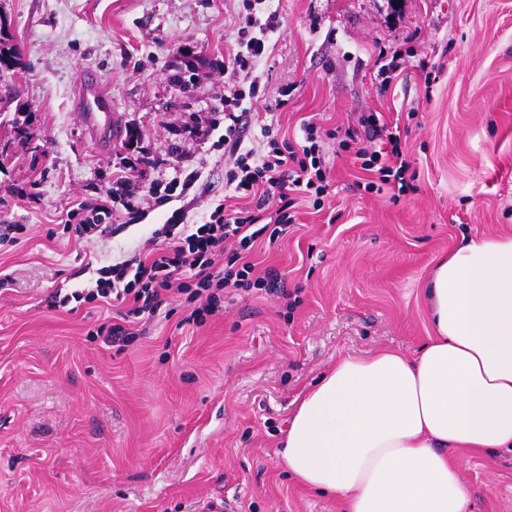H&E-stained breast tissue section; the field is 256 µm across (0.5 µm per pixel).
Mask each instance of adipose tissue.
<instances>
[{
    "label": "adipose tissue",
    "mask_w": 512,
    "mask_h": 512,
    "mask_svg": "<svg viewBox=\"0 0 512 512\" xmlns=\"http://www.w3.org/2000/svg\"><path fill=\"white\" fill-rule=\"evenodd\" d=\"M427 297L436 334L416 358H342L293 412L289 472L348 512H467L450 451L512 447V235L449 252Z\"/></svg>",
    "instance_id": "1"
}]
</instances>
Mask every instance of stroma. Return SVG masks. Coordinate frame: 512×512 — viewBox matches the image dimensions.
Wrapping results in <instances>:
<instances>
[{"label": "stroma", "mask_w": 512, "mask_h": 512, "mask_svg": "<svg viewBox=\"0 0 512 512\" xmlns=\"http://www.w3.org/2000/svg\"><path fill=\"white\" fill-rule=\"evenodd\" d=\"M241 8L0 0L20 58L0 83V225L23 227L0 246V512H196L224 498L233 512H346L278 455L298 401L341 358L415 357L434 334L435 265L469 240L512 235V0H260L258 17L279 26L255 71L245 144L273 117L291 138L306 119L343 131L377 112L399 125L414 189L365 192L354 154L326 140L322 210L296 205L288 236L250 256L298 294L291 318L257 291L200 327L175 301L125 348L90 340L115 309L69 313L51 294L93 286L160 225L203 223L224 197V150L193 128L224 108L220 64ZM184 66L194 79L183 89L172 76ZM89 70L120 117L99 154L74 112ZM192 171L184 193L148 202ZM106 195L117 234L63 233L69 208ZM459 459L469 512H512V451Z\"/></svg>", "instance_id": "1"}]
</instances>
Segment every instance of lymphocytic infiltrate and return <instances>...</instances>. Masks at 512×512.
<instances>
[{"mask_svg": "<svg viewBox=\"0 0 512 512\" xmlns=\"http://www.w3.org/2000/svg\"><path fill=\"white\" fill-rule=\"evenodd\" d=\"M243 7L238 49L224 62V71L235 88L224 96L223 118L208 122L209 131L218 132L219 144L232 159L224 179L237 202L217 204L201 224L161 225L138 255L100 268L94 287L52 295L50 304L57 308L73 301L125 306L121 322L96 329V336L103 342H128L134 335V325L151 320L180 297L191 307L189 321L201 326L223 310L225 291L273 289V273H259L248 259L255 243L264 236L273 241L287 234L293 222L290 211L297 199L311 200L318 207L328 193L326 131L322 126L304 124L301 141L294 143L270 123L261 128V147L243 145L242 105L246 94L237 82L252 75L266 53L268 33L279 25L273 14L259 19L253 11V0H243ZM381 135L388 142L387 148L373 147L374 138ZM339 147L353 150L361 169L369 172L365 191L389 190L397 197L411 191L405 178L409 165L401 149L400 133L381 124L377 113L362 115L357 127L346 130ZM111 217L109 200H85L67 211L63 230L78 239L104 236L113 230Z\"/></svg>", "mask_w": 512, "mask_h": 512, "instance_id": "obj_1", "label": "lymphocytic infiltrate"}]
</instances>
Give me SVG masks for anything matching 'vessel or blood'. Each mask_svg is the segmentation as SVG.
<instances>
[{
    "instance_id": "obj_1",
    "label": "vessel or blood",
    "mask_w": 512,
    "mask_h": 512,
    "mask_svg": "<svg viewBox=\"0 0 512 512\" xmlns=\"http://www.w3.org/2000/svg\"><path fill=\"white\" fill-rule=\"evenodd\" d=\"M76 110L89 135L93 150L101 152L107 149L118 130V118L112 111V101L98 76L91 73L82 76Z\"/></svg>"
}]
</instances>
